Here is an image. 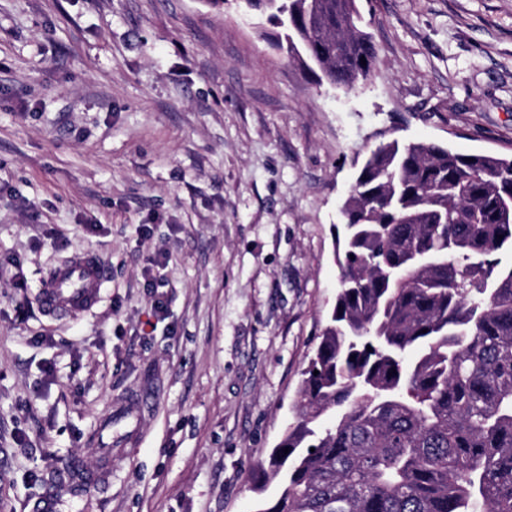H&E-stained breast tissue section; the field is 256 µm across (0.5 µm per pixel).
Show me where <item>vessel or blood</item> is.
Here are the masks:
<instances>
[{
	"instance_id": "1",
	"label": "vessel or blood",
	"mask_w": 512,
	"mask_h": 512,
	"mask_svg": "<svg viewBox=\"0 0 512 512\" xmlns=\"http://www.w3.org/2000/svg\"><path fill=\"white\" fill-rule=\"evenodd\" d=\"M105 281V264L97 254L73 256L43 279L38 305L50 315L78 318L100 301Z\"/></svg>"
}]
</instances>
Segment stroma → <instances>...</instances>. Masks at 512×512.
<instances>
[{"label":"stroma","mask_w":512,"mask_h":512,"mask_svg":"<svg viewBox=\"0 0 512 512\" xmlns=\"http://www.w3.org/2000/svg\"><path fill=\"white\" fill-rule=\"evenodd\" d=\"M359 6L377 58L338 89L235 0H0V512H253L336 302L354 158L392 135L512 155V0ZM88 251L102 300L45 315L41 280ZM71 459L108 483L72 497Z\"/></svg>","instance_id":"stroma-1"}]
</instances>
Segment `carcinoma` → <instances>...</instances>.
I'll return each instance as SVG.
<instances>
[{"label":"carcinoma","instance_id":"cac0c4a2","mask_svg":"<svg viewBox=\"0 0 512 512\" xmlns=\"http://www.w3.org/2000/svg\"><path fill=\"white\" fill-rule=\"evenodd\" d=\"M241 2L319 80L370 73L357 0ZM511 196L512 157L390 138L362 159L336 304L254 512H512Z\"/></svg>","mask_w":512,"mask_h":512}]
</instances>
